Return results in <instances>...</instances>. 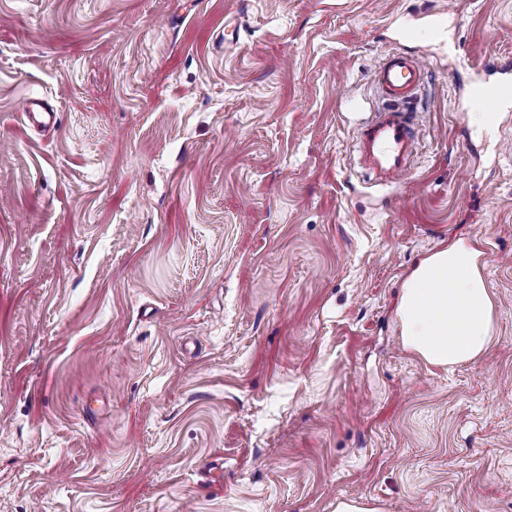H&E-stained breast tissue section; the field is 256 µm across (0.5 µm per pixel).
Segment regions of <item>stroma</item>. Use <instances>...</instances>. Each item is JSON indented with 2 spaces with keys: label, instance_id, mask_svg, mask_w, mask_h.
<instances>
[{
  "label": "stroma",
  "instance_id": "1",
  "mask_svg": "<svg viewBox=\"0 0 512 512\" xmlns=\"http://www.w3.org/2000/svg\"><path fill=\"white\" fill-rule=\"evenodd\" d=\"M402 46L419 144L374 186L355 129ZM490 57L512 0H0V512H512V106L487 132L466 93ZM458 240L495 338L448 370L397 307Z\"/></svg>",
  "mask_w": 512,
  "mask_h": 512
}]
</instances>
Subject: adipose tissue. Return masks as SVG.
I'll return each mask as SVG.
<instances>
[{
	"label": "adipose tissue",
	"instance_id": "1",
	"mask_svg": "<svg viewBox=\"0 0 512 512\" xmlns=\"http://www.w3.org/2000/svg\"><path fill=\"white\" fill-rule=\"evenodd\" d=\"M479 257L464 241L453 242L421 260L403 285L402 343L430 365L473 361L493 340V302Z\"/></svg>",
	"mask_w": 512,
	"mask_h": 512
}]
</instances>
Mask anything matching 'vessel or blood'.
<instances>
[{
  "label": "vessel or blood",
  "mask_w": 512,
  "mask_h": 512,
  "mask_svg": "<svg viewBox=\"0 0 512 512\" xmlns=\"http://www.w3.org/2000/svg\"><path fill=\"white\" fill-rule=\"evenodd\" d=\"M373 80L383 103L357 127L356 149L374 183L392 185L407 173L417 151V112L426 68L417 56L399 48L385 57ZM467 95L493 120L504 104L512 103V80L476 78L469 83Z\"/></svg>",
  "instance_id": "b4317fda"
}]
</instances>
